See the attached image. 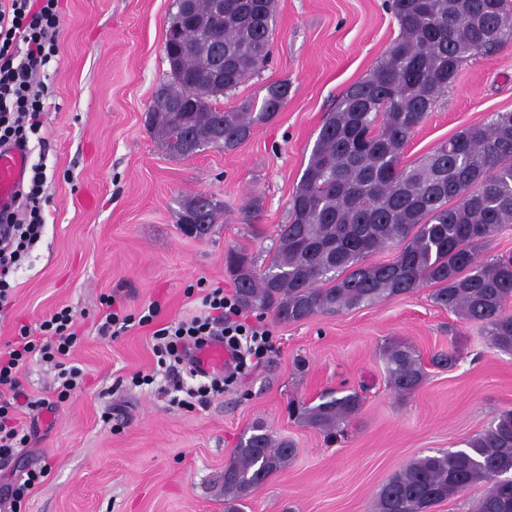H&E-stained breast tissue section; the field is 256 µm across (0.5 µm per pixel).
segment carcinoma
Masks as SVG:
<instances>
[{"label": "carcinoma", "mask_w": 512, "mask_h": 512, "mask_svg": "<svg viewBox=\"0 0 512 512\" xmlns=\"http://www.w3.org/2000/svg\"><path fill=\"white\" fill-rule=\"evenodd\" d=\"M399 26L388 53L346 88L327 114L291 196L288 222L264 267L242 248L224 265L236 300L248 310L297 323L434 287L436 304L481 324L489 344L512 352V257L483 250L512 224V112H496L407 164L416 128L454 83L462 65L512 42V0H388ZM277 0H224V82L206 75L216 64L207 24L186 30L189 48L164 83L173 102L195 101L191 128L207 138L218 125L224 149L247 139L288 101V81L268 87L259 111L248 100L221 111L209 100L236 91L268 66ZM148 124L166 151L187 142L165 107ZM395 250L386 263L369 259ZM388 382L400 395L423 383L409 346L383 349ZM363 400L356 390L327 392L303 419L328 435L344 431ZM292 442L257 423L224 464V512H243L250 496L288 467ZM488 487L473 512H512V410L498 414L466 448L417 458L377 492L374 512H430L465 488Z\"/></svg>", "instance_id": "1"}]
</instances>
